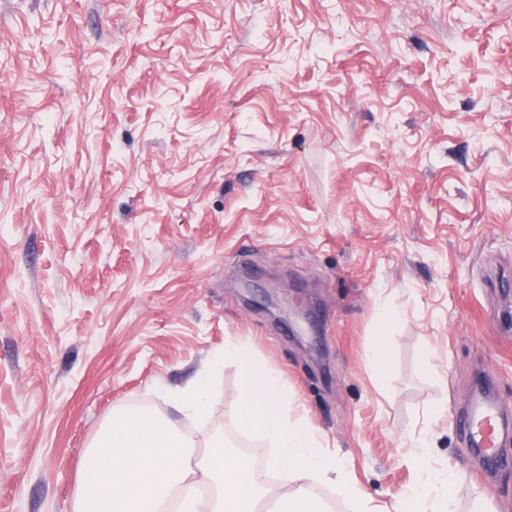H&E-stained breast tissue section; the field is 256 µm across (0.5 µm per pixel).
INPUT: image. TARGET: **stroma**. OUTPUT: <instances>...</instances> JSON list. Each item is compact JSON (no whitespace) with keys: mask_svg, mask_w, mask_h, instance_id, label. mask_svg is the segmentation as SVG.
<instances>
[{"mask_svg":"<svg viewBox=\"0 0 512 512\" xmlns=\"http://www.w3.org/2000/svg\"><path fill=\"white\" fill-rule=\"evenodd\" d=\"M241 344L373 512H512L455 424L512 420V0H0V512L125 414L234 445ZM176 406L181 410H192L204 413L207 409L206 392L203 385L199 384L189 388L174 398ZM457 484V478L454 475L448 474V477L442 479L434 477L423 496L416 492H405L401 494L397 501V512H419L420 503L423 500L431 501L430 509H423V511L431 510V512H455V494L454 487Z\"/></svg>","mask_w":512,"mask_h":512,"instance_id":"35a3bbf8","label":"stroma"}]
</instances>
